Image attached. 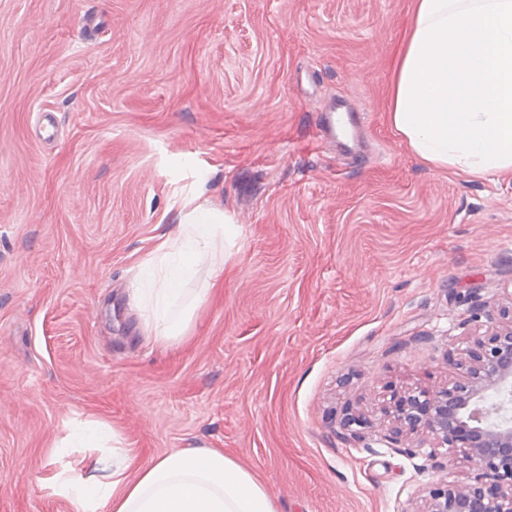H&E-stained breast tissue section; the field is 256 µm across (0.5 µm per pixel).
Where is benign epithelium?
<instances>
[{
	"mask_svg": "<svg viewBox=\"0 0 512 512\" xmlns=\"http://www.w3.org/2000/svg\"><path fill=\"white\" fill-rule=\"evenodd\" d=\"M483 311L489 325L450 360L451 382L397 392L383 409L389 438L409 436L433 457H461L479 470L472 483L440 480L415 512H512V301L486 302Z\"/></svg>",
	"mask_w": 512,
	"mask_h": 512,
	"instance_id": "7a95c632",
	"label": "benign epithelium"
}]
</instances>
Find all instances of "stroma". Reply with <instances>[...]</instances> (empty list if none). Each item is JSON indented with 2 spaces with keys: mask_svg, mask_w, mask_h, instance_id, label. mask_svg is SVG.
Listing matches in <instances>:
<instances>
[{
  "mask_svg": "<svg viewBox=\"0 0 512 512\" xmlns=\"http://www.w3.org/2000/svg\"><path fill=\"white\" fill-rule=\"evenodd\" d=\"M412 7L0 0V512H80L51 483L110 458L62 447L87 420L144 463L223 451L279 512H413L473 481L378 421L512 298V176L431 168L387 121ZM341 98L362 150L317 136ZM192 198L241 233L189 341L162 345L133 290Z\"/></svg>",
  "mask_w": 512,
  "mask_h": 512,
  "instance_id": "35a3bbf8",
  "label": "stroma"
}]
</instances>
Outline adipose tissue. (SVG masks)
Here are the masks:
<instances>
[{
  "label": "adipose tissue",
  "mask_w": 512,
  "mask_h": 512,
  "mask_svg": "<svg viewBox=\"0 0 512 512\" xmlns=\"http://www.w3.org/2000/svg\"><path fill=\"white\" fill-rule=\"evenodd\" d=\"M387 116L430 167L476 179L512 173V0H414ZM237 234L222 212L198 206L163 236L133 293L148 335L162 343L186 337ZM200 270L208 281L184 301V284ZM54 491L83 512H279L259 478L202 444L147 463L116 451L104 478L67 469Z\"/></svg>",
  "instance_id": "1"
}]
</instances>
